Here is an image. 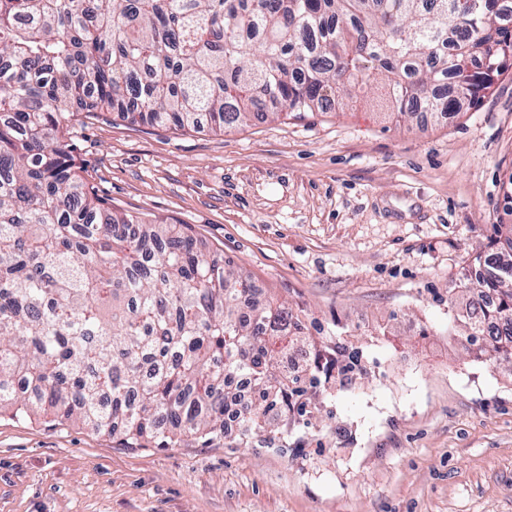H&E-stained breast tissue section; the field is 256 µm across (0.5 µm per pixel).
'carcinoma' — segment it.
<instances>
[{
  "instance_id": "obj_1",
  "label": "carcinoma",
  "mask_w": 512,
  "mask_h": 512,
  "mask_svg": "<svg viewBox=\"0 0 512 512\" xmlns=\"http://www.w3.org/2000/svg\"><path fill=\"white\" fill-rule=\"evenodd\" d=\"M511 59L512 0H0V414L47 405L130 448L204 447L229 417L240 444L270 427L286 440L360 367L188 225L106 207L72 120L222 131L381 81L408 119L458 113ZM493 229L498 272L463 280L497 303L464 330L477 357L512 365V224ZM284 349L313 357L288 375Z\"/></svg>"
}]
</instances>
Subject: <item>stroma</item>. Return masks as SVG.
I'll return each instance as SVG.
<instances>
[{"instance_id":"35a3bbf8","label":"stroma","mask_w":512,"mask_h":512,"mask_svg":"<svg viewBox=\"0 0 512 512\" xmlns=\"http://www.w3.org/2000/svg\"><path fill=\"white\" fill-rule=\"evenodd\" d=\"M380 95L221 132L76 125L113 211L190 225L364 369L285 441L128 448L1 415L0 512H512V371L448 318L464 262L512 224V68L445 118Z\"/></svg>"}]
</instances>
